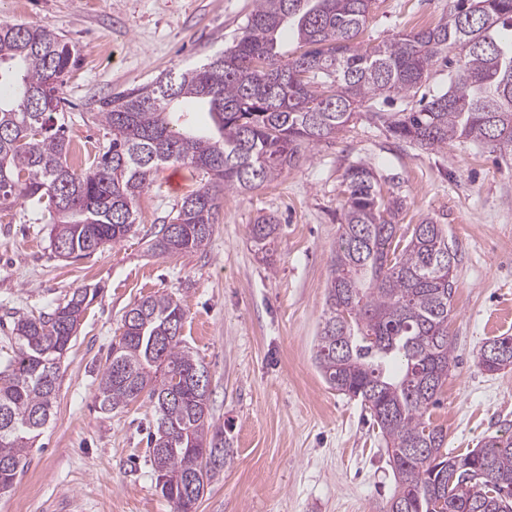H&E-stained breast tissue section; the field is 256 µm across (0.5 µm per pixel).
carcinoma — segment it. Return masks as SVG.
<instances>
[{
  "mask_svg": "<svg viewBox=\"0 0 512 512\" xmlns=\"http://www.w3.org/2000/svg\"><path fill=\"white\" fill-rule=\"evenodd\" d=\"M372 4L253 0L230 46L103 102L98 116L110 138L82 171L69 164L59 96L77 63L74 46L45 24L0 20V211L20 204L48 213L51 250L87 257L128 236L158 171L186 165L206 183L151 244L160 255H186L208 244L224 192L272 182L361 112L424 149L467 140L512 156V0H456L433 26L365 44L359 35ZM285 29L292 52L281 49ZM441 61L455 65L447 91L406 112L382 109L396 96L415 97ZM344 181L316 361L330 388L364 404L386 443L396 479L386 512H512V434L456 453L426 418L453 362L455 277L443 228L424 218L396 233L405 200L384 191L364 163ZM277 230L267 216L250 225L265 260ZM94 297L78 288L49 311L13 321L14 346L0 354V493L49 421L62 359ZM184 318L170 295L135 302L96 399L110 412L148 397L158 415L151 466L168 477L161 494L173 512H196L232 454L210 422L209 393L189 384L205 367L183 345ZM494 344L512 350V336L477 352V366L492 375L512 367L489 360Z\"/></svg>",
  "mask_w": 512,
  "mask_h": 512,
  "instance_id": "1",
  "label": "carcinoma"
}]
</instances>
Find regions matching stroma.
<instances>
[{
    "instance_id": "stroma-1",
    "label": "stroma",
    "mask_w": 512,
    "mask_h": 512,
    "mask_svg": "<svg viewBox=\"0 0 512 512\" xmlns=\"http://www.w3.org/2000/svg\"><path fill=\"white\" fill-rule=\"evenodd\" d=\"M454 0H375L360 36L376 43L437 23ZM252 0H0V20L46 24L75 44L78 62L60 91L70 161L107 141L100 101L204 61L230 44ZM405 197L404 223L432 218L456 254L449 319L454 365L442 404L430 411L448 445L464 452L512 429V369L491 375L475 356L512 336V159L471 143L422 150L358 114L335 137L257 189L219 201L207 246L160 256L151 240L202 176L168 165L137 202L122 242L77 261L57 257L49 226L27 208L0 212V347L14 317L36 315L74 288L96 290L61 364L50 420L0 495V512H172L155 487L144 429L147 398L106 413L96 379L121 318L136 300L168 293L185 311L183 339L210 373V413L233 462L197 512H384L396 481L360 401L325 383L315 360L330 258L356 163ZM279 224L271 261L249 226Z\"/></svg>"
}]
</instances>
